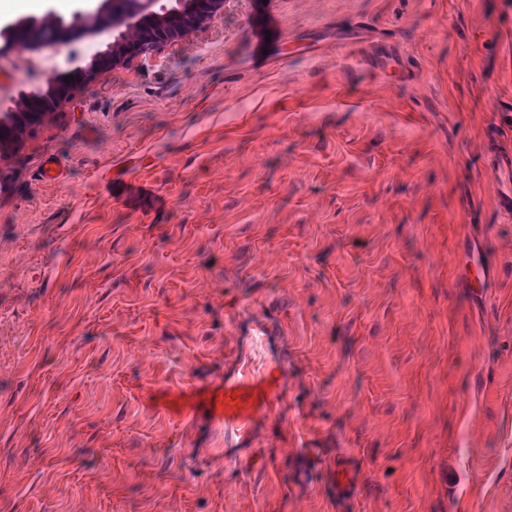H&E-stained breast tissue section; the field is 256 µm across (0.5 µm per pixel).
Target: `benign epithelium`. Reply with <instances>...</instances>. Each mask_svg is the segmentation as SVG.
<instances>
[{
    "label": "benign epithelium",
    "mask_w": 512,
    "mask_h": 512,
    "mask_svg": "<svg viewBox=\"0 0 512 512\" xmlns=\"http://www.w3.org/2000/svg\"><path fill=\"white\" fill-rule=\"evenodd\" d=\"M228 0H101L95 12L78 15L69 28L81 31L91 18L102 14L110 17L112 40L100 55L87 64H79L64 76L47 70L45 84L20 94L17 107L0 113V153L21 145L27 129L55 113L80 84L93 81L108 69L124 68L134 62L149 59L165 46L184 41L202 25L224 16ZM60 22L53 18L28 21L13 27L4 51L23 37L32 40L31 52L46 62L62 49L64 40L44 37L47 27L54 29Z\"/></svg>",
    "instance_id": "7a95c632"
}]
</instances>
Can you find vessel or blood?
Here are the masks:
<instances>
[{
    "label": "vessel or blood",
    "instance_id": "obj_1",
    "mask_svg": "<svg viewBox=\"0 0 512 512\" xmlns=\"http://www.w3.org/2000/svg\"><path fill=\"white\" fill-rule=\"evenodd\" d=\"M280 396L266 382L246 377L224 380L219 390L192 387L187 390L165 392L162 404L171 414L189 415L198 408H206L215 421L225 429L236 430L250 418L254 406L278 404Z\"/></svg>",
    "mask_w": 512,
    "mask_h": 512
}]
</instances>
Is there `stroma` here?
<instances>
[{
  "label": "stroma",
  "mask_w": 512,
  "mask_h": 512,
  "mask_svg": "<svg viewBox=\"0 0 512 512\" xmlns=\"http://www.w3.org/2000/svg\"><path fill=\"white\" fill-rule=\"evenodd\" d=\"M511 109L512 0H229L78 89L0 155V512H512ZM280 399V395L264 381L235 377L224 379L216 392L196 386L188 390L166 391L162 404L176 416L192 414L203 406L215 421L224 425L225 430H237L249 420L256 404L263 402L273 406Z\"/></svg>",
  "instance_id": "1"
}]
</instances>
